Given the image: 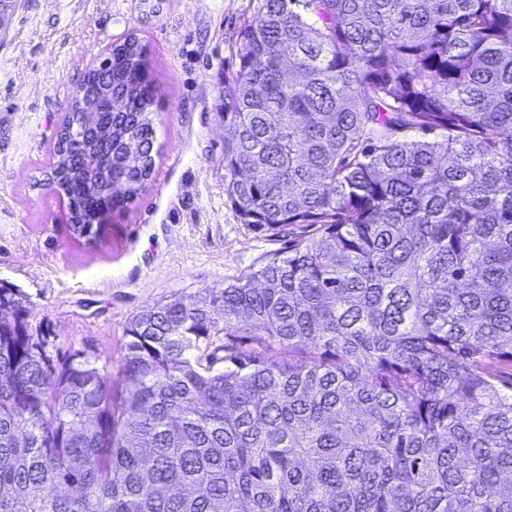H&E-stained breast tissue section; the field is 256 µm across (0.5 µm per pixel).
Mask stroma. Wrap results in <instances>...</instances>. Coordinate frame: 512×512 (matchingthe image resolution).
I'll return each mask as SVG.
<instances>
[{"instance_id": "stroma-1", "label": "stroma", "mask_w": 512, "mask_h": 512, "mask_svg": "<svg viewBox=\"0 0 512 512\" xmlns=\"http://www.w3.org/2000/svg\"><path fill=\"white\" fill-rule=\"evenodd\" d=\"M253 16V0H15L0 20V284L21 289L52 361L81 351L117 369L133 316L285 247L224 195L219 97ZM130 36L159 90L154 173L90 241L45 179L85 74Z\"/></svg>"}]
</instances>
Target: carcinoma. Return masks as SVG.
I'll list each match as a JSON object with an SVG mask.
<instances>
[{"label": "carcinoma", "instance_id": "1", "mask_svg": "<svg viewBox=\"0 0 512 512\" xmlns=\"http://www.w3.org/2000/svg\"><path fill=\"white\" fill-rule=\"evenodd\" d=\"M254 12L224 194L288 245L132 317L115 372L53 363L1 284L0 512H512V0ZM143 53L108 49L58 131L78 235L151 177Z\"/></svg>", "mask_w": 512, "mask_h": 512}]
</instances>
